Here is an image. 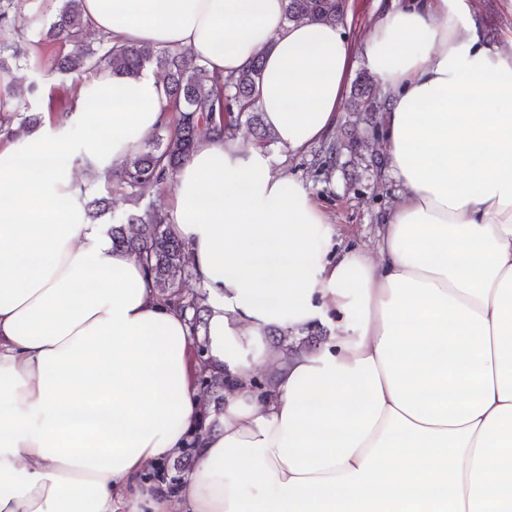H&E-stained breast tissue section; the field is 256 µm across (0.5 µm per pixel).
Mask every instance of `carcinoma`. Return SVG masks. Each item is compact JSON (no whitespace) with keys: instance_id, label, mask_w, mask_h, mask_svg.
I'll use <instances>...</instances> for the list:
<instances>
[{"instance_id":"cac0c4a2","label":"carcinoma","mask_w":512,"mask_h":512,"mask_svg":"<svg viewBox=\"0 0 512 512\" xmlns=\"http://www.w3.org/2000/svg\"><path fill=\"white\" fill-rule=\"evenodd\" d=\"M27 2L0 0V132L9 131L19 112L29 108V102L40 93V84L35 80L25 86L17 83L14 67L42 47L61 43L72 46L53 60L51 71L61 75L82 76L107 68L136 77L149 66L155 67L159 75L168 103L165 111L176 113L175 121L163 125L165 135L147 138L125 168L102 176L107 191L122 190L135 205L140 189L174 182L178 168L203 135L226 137L243 123L259 144L271 139L255 99L262 54H257L248 68L224 77L177 50L159 52L149 44L114 43L104 36L96 38L94 44L87 41L91 30L83 16L81 0H60L61 6L46 28L37 13L25 10ZM345 13L346 0H286L285 17L289 22L307 19L338 25ZM33 31L38 32L36 40L30 38ZM356 105L370 123L381 111L370 82L358 85ZM81 197L90 219L95 221L105 212L108 197L90 198L84 187ZM112 244L142 263L161 299L188 315L190 333L197 336L205 324L202 297L181 290L183 278L191 275L188 246L171 231L166 215L147 211L123 215L112 225ZM196 377L205 395V421L223 410L224 393L233 386L224 374L211 371L203 357L197 359Z\"/></svg>"}]
</instances>
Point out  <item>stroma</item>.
Returning a JSON list of instances; mask_svg holds the SVG:
<instances>
[{
	"mask_svg": "<svg viewBox=\"0 0 512 512\" xmlns=\"http://www.w3.org/2000/svg\"><path fill=\"white\" fill-rule=\"evenodd\" d=\"M476 22L481 37L497 44L512 35V0H477ZM47 57L30 55L15 71L18 82L38 80L41 94L32 103L39 116H59L70 111L77 92L75 78L60 79L50 72ZM266 151L277 172L299 181L328 215L335 240L376 256L375 226L390 211L398 186L386 170L370 161L351 162L349 154L316 166L313 149L293 153L270 142Z\"/></svg>",
	"mask_w": 512,
	"mask_h": 512,
	"instance_id": "obj_1",
	"label": "stroma"
}]
</instances>
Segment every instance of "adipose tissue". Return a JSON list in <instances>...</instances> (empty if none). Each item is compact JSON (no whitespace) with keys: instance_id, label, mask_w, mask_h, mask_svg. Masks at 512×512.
<instances>
[{"instance_id":"adipose-tissue-1","label":"adipose tissue","mask_w":512,"mask_h":512,"mask_svg":"<svg viewBox=\"0 0 512 512\" xmlns=\"http://www.w3.org/2000/svg\"><path fill=\"white\" fill-rule=\"evenodd\" d=\"M81 9L96 34L218 74L263 54L257 106L291 151L333 131L362 59L400 191L376 257L337 250L266 151L198 143L168 217L204 289L198 338L235 385L203 428L187 323L81 200L84 175L122 168L162 122L154 72L84 78L78 145L0 144V512H512V45L481 42L470 0H391L359 47L287 22L284 0ZM315 322L335 335L302 346ZM197 428L177 493L147 482Z\"/></svg>"}]
</instances>
